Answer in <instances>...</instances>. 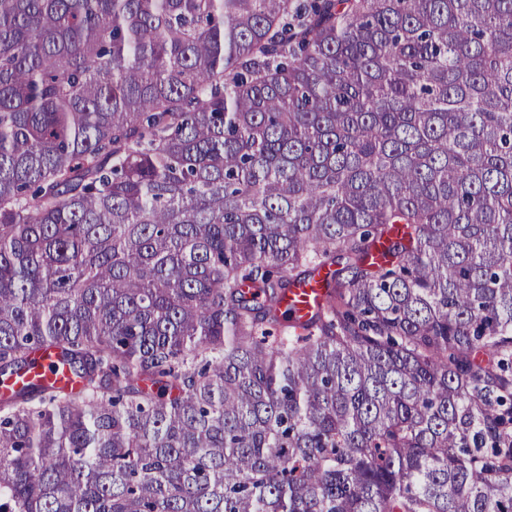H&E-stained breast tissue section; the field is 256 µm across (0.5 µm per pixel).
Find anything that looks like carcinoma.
<instances>
[{
  "label": "carcinoma",
  "mask_w": 512,
  "mask_h": 512,
  "mask_svg": "<svg viewBox=\"0 0 512 512\" xmlns=\"http://www.w3.org/2000/svg\"><path fill=\"white\" fill-rule=\"evenodd\" d=\"M0 384V512H512V0H0ZM319 301L318 289L311 288L310 285L301 284L288 291V298L285 304L296 315H303L313 310L315 304Z\"/></svg>",
  "instance_id": "cac0c4a2"
}]
</instances>
